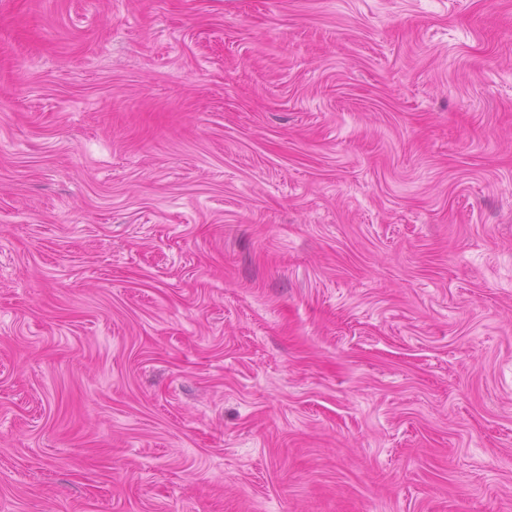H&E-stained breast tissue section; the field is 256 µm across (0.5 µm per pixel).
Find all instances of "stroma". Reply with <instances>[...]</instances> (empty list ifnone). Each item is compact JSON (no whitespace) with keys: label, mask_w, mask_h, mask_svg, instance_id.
Returning <instances> with one entry per match:
<instances>
[{"label":"stroma","mask_w":512,"mask_h":512,"mask_svg":"<svg viewBox=\"0 0 512 512\" xmlns=\"http://www.w3.org/2000/svg\"><path fill=\"white\" fill-rule=\"evenodd\" d=\"M0 512H512V0H0Z\"/></svg>","instance_id":"35a3bbf8"}]
</instances>
